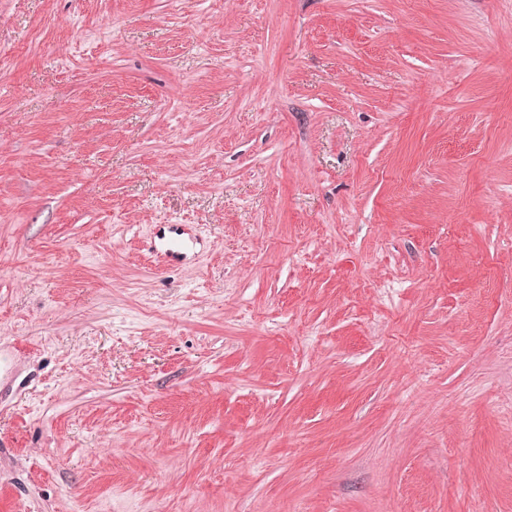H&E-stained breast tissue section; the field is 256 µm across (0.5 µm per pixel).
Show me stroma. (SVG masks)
Masks as SVG:
<instances>
[{
  "mask_svg": "<svg viewBox=\"0 0 512 512\" xmlns=\"http://www.w3.org/2000/svg\"><path fill=\"white\" fill-rule=\"evenodd\" d=\"M0 512H512V0H0ZM200 245L197 235L187 232L185 224H164L160 226L150 250L160 254L169 262L179 263L189 252Z\"/></svg>",
  "mask_w": 512,
  "mask_h": 512,
  "instance_id": "35a3bbf8",
  "label": "stroma"
}]
</instances>
